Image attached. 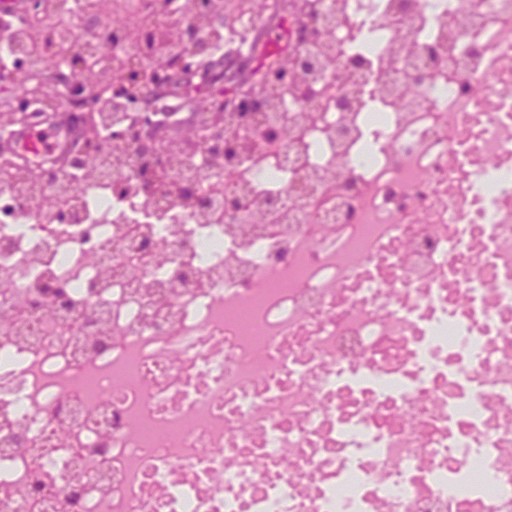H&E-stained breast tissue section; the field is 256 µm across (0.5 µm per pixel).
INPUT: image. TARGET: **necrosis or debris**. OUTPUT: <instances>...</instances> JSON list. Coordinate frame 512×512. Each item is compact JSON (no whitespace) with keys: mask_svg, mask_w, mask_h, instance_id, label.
Instances as JSON below:
<instances>
[{"mask_svg":"<svg viewBox=\"0 0 512 512\" xmlns=\"http://www.w3.org/2000/svg\"><path fill=\"white\" fill-rule=\"evenodd\" d=\"M86 4L64 18L94 52L148 12L91 24ZM310 11L336 54L312 98L225 121L233 166L154 102L193 133L168 176L203 222L141 190L137 147L87 179L66 84L30 99L41 137L17 148L59 159L73 221L0 182V512H512V0ZM267 18L221 43L248 50ZM29 22L0 10L1 61L27 58ZM243 187L263 209L225 211Z\"/></svg>","mask_w":512,"mask_h":512,"instance_id":"obj_1","label":"necrosis or debris"}]
</instances>
